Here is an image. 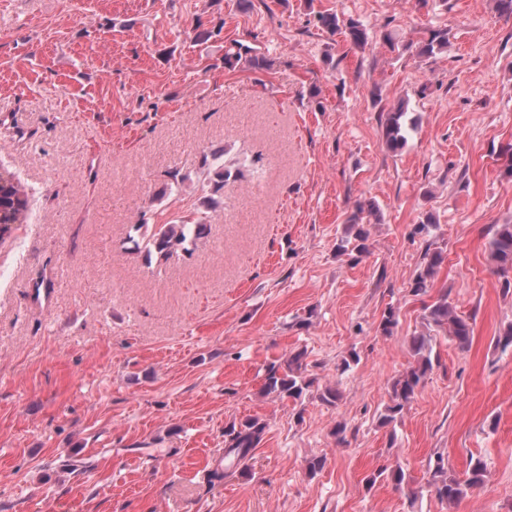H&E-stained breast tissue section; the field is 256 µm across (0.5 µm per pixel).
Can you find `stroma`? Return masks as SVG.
I'll return each instance as SVG.
<instances>
[{
	"label": "stroma",
	"mask_w": 512,
	"mask_h": 512,
	"mask_svg": "<svg viewBox=\"0 0 512 512\" xmlns=\"http://www.w3.org/2000/svg\"><path fill=\"white\" fill-rule=\"evenodd\" d=\"M326 10L371 47L322 31ZM430 28L448 32L430 60L379 40ZM235 38L270 67L225 69ZM402 97L416 126L392 154L379 117ZM509 143L512 17L493 0H0V173L29 193L0 239V512H512V349L495 344L512 291L488 257L492 225L512 223ZM218 144L259 176L225 185L193 255L160 267L127 249L132 224L174 206L165 172H199ZM368 202L380 221L354 262L336 245ZM430 241L447 255L430 293L474 333L463 350L436 337L438 364L383 427L425 330L410 283ZM298 349L336 406L261 395L265 365ZM249 416L269 425L251 477L208 485L225 425ZM75 455L94 469L70 470ZM439 455L458 475L482 459L486 484L441 503ZM395 465L416 499L365 488ZM317 23L319 27L330 35L341 34L345 41L355 47L363 49L369 44L370 35L366 26L358 19H343L336 12H318Z\"/></svg>",
	"instance_id": "obj_1"
}]
</instances>
